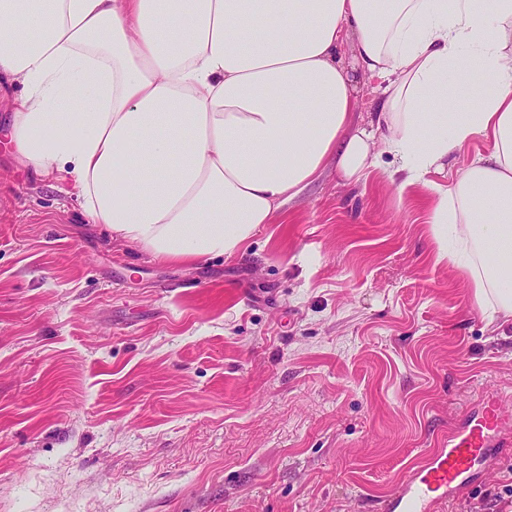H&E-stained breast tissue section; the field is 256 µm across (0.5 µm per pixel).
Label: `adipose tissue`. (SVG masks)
<instances>
[{
	"mask_svg": "<svg viewBox=\"0 0 512 512\" xmlns=\"http://www.w3.org/2000/svg\"><path fill=\"white\" fill-rule=\"evenodd\" d=\"M476 64L495 89L465 106ZM354 65L384 97L359 126ZM18 84L0 142L167 263L242 252L329 158L357 183L384 143L436 261L512 319V0H0V87ZM477 137L489 153L437 182Z\"/></svg>",
	"mask_w": 512,
	"mask_h": 512,
	"instance_id": "adipose-tissue-1",
	"label": "adipose tissue"
}]
</instances>
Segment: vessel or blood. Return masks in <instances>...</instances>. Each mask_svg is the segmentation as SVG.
Masks as SVG:
<instances>
[{
    "instance_id": "vessel-or-blood-1",
    "label": "vessel or blood",
    "mask_w": 512,
    "mask_h": 512,
    "mask_svg": "<svg viewBox=\"0 0 512 512\" xmlns=\"http://www.w3.org/2000/svg\"><path fill=\"white\" fill-rule=\"evenodd\" d=\"M511 453L512 413L501 398H490L441 447L425 454L421 465L384 500L383 512H436V505L481 481Z\"/></svg>"
}]
</instances>
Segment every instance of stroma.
I'll use <instances>...</instances> for the list:
<instances>
[{
    "label": "stroma",
    "instance_id": "1",
    "mask_svg": "<svg viewBox=\"0 0 512 512\" xmlns=\"http://www.w3.org/2000/svg\"><path fill=\"white\" fill-rule=\"evenodd\" d=\"M375 150L242 253L174 264L0 145V512H381L488 396L512 411V323ZM490 492L512 512V458L445 512Z\"/></svg>",
    "mask_w": 512,
    "mask_h": 512
}]
</instances>
